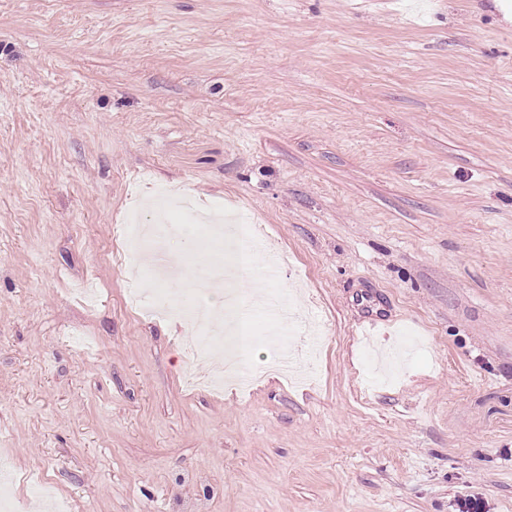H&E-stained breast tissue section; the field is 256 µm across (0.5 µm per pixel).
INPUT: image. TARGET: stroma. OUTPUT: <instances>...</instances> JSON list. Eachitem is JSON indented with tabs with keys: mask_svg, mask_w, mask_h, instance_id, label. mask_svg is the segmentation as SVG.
<instances>
[{
	"mask_svg": "<svg viewBox=\"0 0 512 512\" xmlns=\"http://www.w3.org/2000/svg\"><path fill=\"white\" fill-rule=\"evenodd\" d=\"M262 224L247 391L165 290ZM0 451L88 512H512V28L465 0H0Z\"/></svg>",
	"mask_w": 512,
	"mask_h": 512,
	"instance_id": "1",
	"label": "stroma"
}]
</instances>
